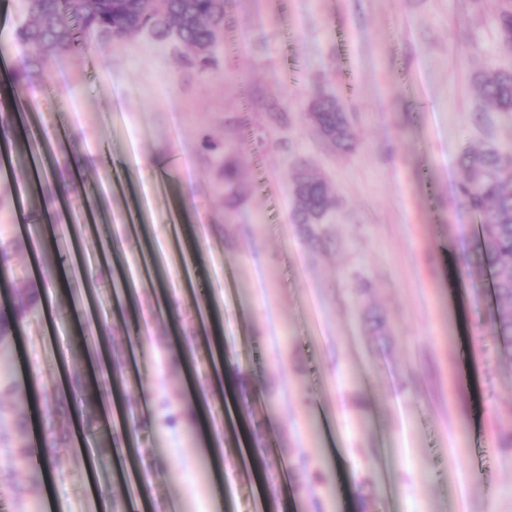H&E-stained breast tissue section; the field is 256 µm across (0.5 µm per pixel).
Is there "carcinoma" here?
<instances>
[{
    "instance_id": "cac0c4a2",
    "label": "carcinoma",
    "mask_w": 512,
    "mask_h": 512,
    "mask_svg": "<svg viewBox=\"0 0 512 512\" xmlns=\"http://www.w3.org/2000/svg\"><path fill=\"white\" fill-rule=\"evenodd\" d=\"M231 0H161L158 10L143 12L141 0H25L29 22L15 29L11 39L0 42V55L19 48V63L8 81L11 94L22 93L49 62L60 56L80 58L93 40L105 45L121 40L129 27L144 35L172 41L190 50L187 62L201 69L216 64L217 34L224 28ZM498 45L512 53V0H497ZM478 92L488 108L512 113V69L487 68L476 76ZM323 140L339 151L351 149L352 128L342 105L333 96H320L310 107ZM462 179L458 192L466 207L480 221L481 261L490 271L496 299L493 334L499 353L512 361V144L489 140L479 148L467 147L458 157ZM227 195L234 200L240 174L234 163H224ZM294 223L316 224L323 214L339 205L328 183L300 168L293 180ZM15 317L0 314V336L15 332L40 313L37 296L30 288L17 292ZM0 394L25 396L12 371L0 368ZM13 468L29 470L30 447L12 454Z\"/></svg>"
}]
</instances>
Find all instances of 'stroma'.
<instances>
[{"label":"stroma","mask_w":512,"mask_h":512,"mask_svg":"<svg viewBox=\"0 0 512 512\" xmlns=\"http://www.w3.org/2000/svg\"><path fill=\"white\" fill-rule=\"evenodd\" d=\"M494 0H233L217 66L140 37L57 60L21 101L42 116L47 167L75 157L65 208L20 205L26 165L0 172V224L25 218L11 265L40 275L68 263L57 306L5 337L13 371L32 367L53 406L58 479L14 471L31 441L0 413V512H85L127 498L123 461L102 431L132 414L151 512H347L342 464L358 466L365 512H512V445L498 432L512 406V363L495 345L494 298L474 260L476 220L457 194L456 159L488 137L512 141V115L479 121L474 83L500 52ZM344 105L350 151L325 144L307 118L317 93ZM238 165L241 201L225 204L224 170L206 141ZM323 178L340 205L312 248L292 218L295 163ZM122 230L112 245L84 228L82 205ZM106 314L105 379L80 408L66 374L94 359L67 318ZM224 318V349L251 376L234 400L275 486L244 450L223 451L215 507L201 433L167 426L190 404L202 367L175 360L174 338L211 343L201 317ZM154 357L131 342L138 324Z\"/></svg>","instance_id":"stroma-1"}]
</instances>
